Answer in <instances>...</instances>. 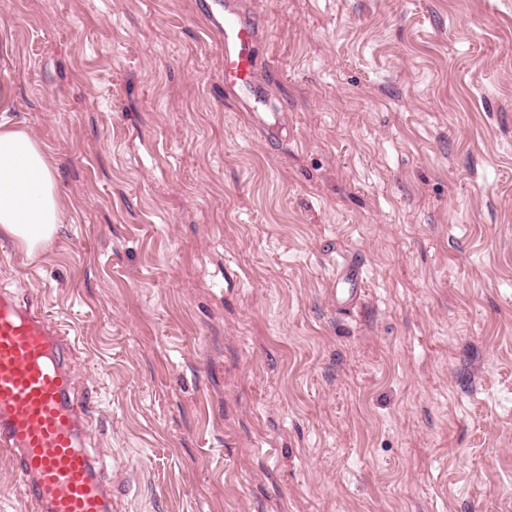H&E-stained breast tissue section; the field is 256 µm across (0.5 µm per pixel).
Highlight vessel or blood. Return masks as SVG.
I'll list each match as a JSON object with an SVG mask.
<instances>
[{
  "label": "vessel or blood",
  "instance_id": "obj_1",
  "mask_svg": "<svg viewBox=\"0 0 512 512\" xmlns=\"http://www.w3.org/2000/svg\"><path fill=\"white\" fill-rule=\"evenodd\" d=\"M198 13L224 56V94L236 99L267 140L283 130L281 112L264 108L256 72L259 31L240 0H197ZM72 342L41 302L0 294V451L9 454L18 490L33 512H113L116 496L103 462L91 455L85 429L92 400L76 397L65 362Z\"/></svg>",
  "mask_w": 512,
  "mask_h": 512
}]
</instances>
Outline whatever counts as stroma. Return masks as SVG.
Segmentation results:
<instances>
[{
	"label": "stroma",
	"mask_w": 512,
	"mask_h": 512,
	"mask_svg": "<svg viewBox=\"0 0 512 512\" xmlns=\"http://www.w3.org/2000/svg\"><path fill=\"white\" fill-rule=\"evenodd\" d=\"M194 2L0 0L120 512H512V0H243L269 142Z\"/></svg>",
	"instance_id": "stroma-1"
}]
</instances>
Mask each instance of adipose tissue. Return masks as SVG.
I'll list each match as a JSON object with an SVG mask.
<instances>
[{"mask_svg":"<svg viewBox=\"0 0 512 512\" xmlns=\"http://www.w3.org/2000/svg\"><path fill=\"white\" fill-rule=\"evenodd\" d=\"M66 219L50 156L26 128L0 120V235L35 260Z\"/></svg>","mask_w":512,"mask_h":512,"instance_id":"adipose-tissue-1","label":"adipose tissue"}]
</instances>
